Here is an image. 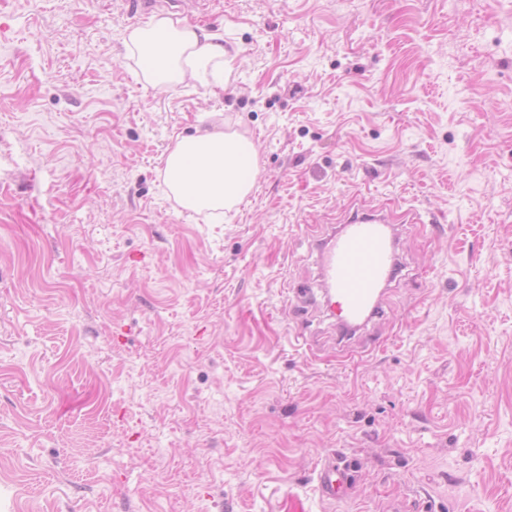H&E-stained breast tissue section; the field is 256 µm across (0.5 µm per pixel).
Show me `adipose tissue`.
<instances>
[{
	"label": "adipose tissue",
	"mask_w": 512,
	"mask_h": 512,
	"mask_svg": "<svg viewBox=\"0 0 512 512\" xmlns=\"http://www.w3.org/2000/svg\"><path fill=\"white\" fill-rule=\"evenodd\" d=\"M126 43L137 56L143 79L160 89L208 80L220 90L225 73L233 69L234 59L218 36L167 17L131 29ZM257 171L252 141L205 130L176 138L168 148L163 177L184 209L220 215L251 192Z\"/></svg>",
	"instance_id": "1"
}]
</instances>
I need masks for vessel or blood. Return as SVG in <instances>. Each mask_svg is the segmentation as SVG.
<instances>
[{"instance_id":"obj_1","label":"vessel or blood","mask_w":512,"mask_h":512,"mask_svg":"<svg viewBox=\"0 0 512 512\" xmlns=\"http://www.w3.org/2000/svg\"><path fill=\"white\" fill-rule=\"evenodd\" d=\"M421 221V214L411 210L389 217L357 210L337 231L317 239L324 303L339 328L359 329L380 317L384 288L399 268L393 225ZM345 479L346 473L339 464L325 463L317 473L321 497L342 498Z\"/></svg>"}]
</instances>
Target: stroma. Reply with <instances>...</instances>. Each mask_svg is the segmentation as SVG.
<instances>
[{"label": "stroma", "instance_id": "1", "mask_svg": "<svg viewBox=\"0 0 512 512\" xmlns=\"http://www.w3.org/2000/svg\"><path fill=\"white\" fill-rule=\"evenodd\" d=\"M147 19L0 0V512H512V0H212L219 92L138 77ZM206 129L258 148L220 223L161 174ZM395 205L341 341L313 236ZM345 470L331 461L325 463L317 473V487L322 498L336 500L344 495Z\"/></svg>", "mask_w": 512, "mask_h": 512}]
</instances>
